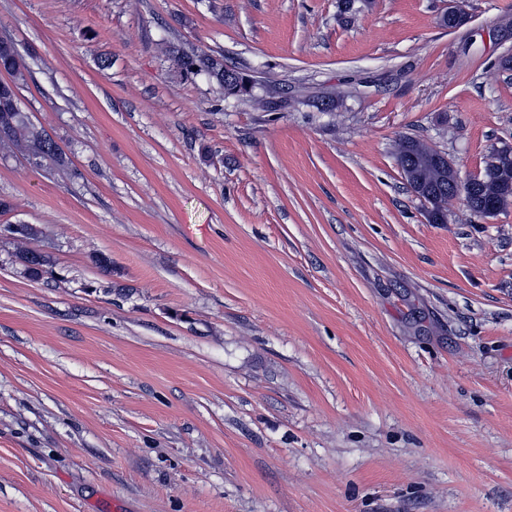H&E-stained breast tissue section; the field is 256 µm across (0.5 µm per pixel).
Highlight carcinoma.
<instances>
[{
  "instance_id": "carcinoma-1",
  "label": "carcinoma",
  "mask_w": 512,
  "mask_h": 512,
  "mask_svg": "<svg viewBox=\"0 0 512 512\" xmlns=\"http://www.w3.org/2000/svg\"><path fill=\"white\" fill-rule=\"evenodd\" d=\"M174 62L181 72L197 74L204 72L215 79L228 96H243L249 94L240 88L237 80L230 76L229 66L224 60L215 59L206 53L176 54ZM25 63L19 52L0 48V72H5L10 79L0 80V143L12 144L22 149L27 155L40 165H49L58 168H67L71 164L70 158L59 144L51 145L50 134L32 123L29 115L24 112L19 102L18 82L23 77ZM403 151L398 154L397 160L401 170L407 169V164L417 157L419 148L423 143L411 138L402 140ZM496 177L487 174L484 182L473 187L472 204L469 209L480 215L484 210L498 204L506 208L512 204V197H503L495 191ZM24 263L29 272L35 276L41 274L48 264L45 255L38 252H27L23 255Z\"/></svg>"
}]
</instances>
